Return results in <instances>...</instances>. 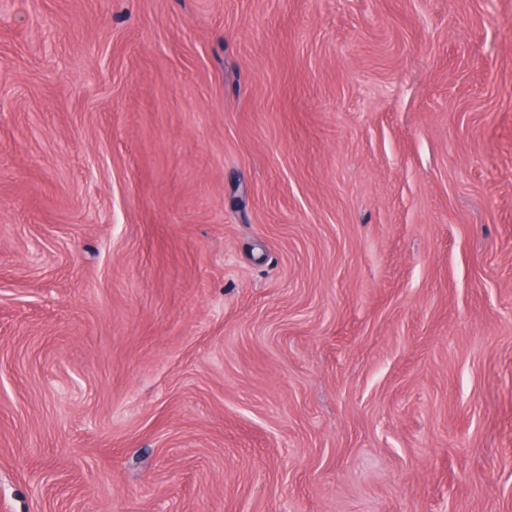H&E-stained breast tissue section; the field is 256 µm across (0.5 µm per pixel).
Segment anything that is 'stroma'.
Listing matches in <instances>:
<instances>
[{
    "mask_svg": "<svg viewBox=\"0 0 512 512\" xmlns=\"http://www.w3.org/2000/svg\"><path fill=\"white\" fill-rule=\"evenodd\" d=\"M0 512H512V0H0Z\"/></svg>",
    "mask_w": 512,
    "mask_h": 512,
    "instance_id": "obj_1",
    "label": "stroma"
}]
</instances>
